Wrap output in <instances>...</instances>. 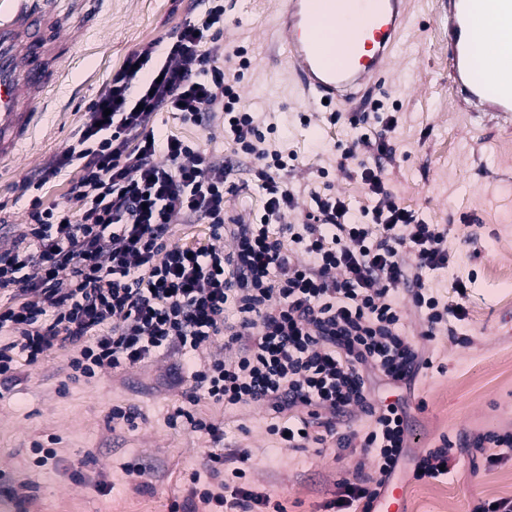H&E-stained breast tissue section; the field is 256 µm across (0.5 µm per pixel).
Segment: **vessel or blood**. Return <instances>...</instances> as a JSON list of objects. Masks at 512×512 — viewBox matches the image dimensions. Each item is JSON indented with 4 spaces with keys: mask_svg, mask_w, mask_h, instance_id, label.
<instances>
[{
    "mask_svg": "<svg viewBox=\"0 0 512 512\" xmlns=\"http://www.w3.org/2000/svg\"><path fill=\"white\" fill-rule=\"evenodd\" d=\"M69 25L44 0H0V163L31 137L56 80ZM295 87L314 112H344L369 95L409 37L407 0H278L264 22ZM512 26V0H448V83L460 111L512 128V51L477 76L469 47L479 27Z\"/></svg>",
    "mask_w": 512,
    "mask_h": 512,
    "instance_id": "b4317fda",
    "label": "vessel or blood"
}]
</instances>
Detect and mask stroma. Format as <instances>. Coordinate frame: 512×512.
I'll list each match as a JSON object with an SVG mask.
<instances>
[{
	"label": "stroma",
	"mask_w": 512,
	"mask_h": 512,
	"mask_svg": "<svg viewBox=\"0 0 512 512\" xmlns=\"http://www.w3.org/2000/svg\"><path fill=\"white\" fill-rule=\"evenodd\" d=\"M48 2L70 19L64 33L69 47L60 60L61 84L48 94L36 132L14 163L0 169V251L12 246L15 230L27 222L33 198L79 212L81 204L70 194L76 171L43 185L41 171L73 143L88 104L133 51L176 35L205 10L203 0ZM273 11L271 0H224V55L218 64L234 82L237 110L253 113L267 127V147L283 157L286 167L274 177L295 197L287 221L303 222L315 193L341 197L357 210L372 207L376 199L359 171L368 153L358 150L347 168L337 164L364 131L357 113H344L334 124L312 116L259 24ZM408 16V46L372 94L397 119L387 134L393 156L385 164V186L401 206L448 229L450 264L427 272L425 287L445 299L456 278L473 279L469 319L460 328L469 343L449 336L423 343L432 368L410 388H374L376 396L405 399L415 456L443 435L512 427V287L490 273L498 245L512 241V154L498 150L500 142L512 141V130L488 126L475 136L474 117L449 111L454 94L440 61L445 0H410ZM154 129L194 142L215 161L230 162L224 220L259 222L267 199L261 165L225 139L222 117L193 125L164 112L155 117ZM25 180L28 190L18 192ZM69 356L68 348L56 349L36 365L21 366L11 384H0V472L9 474L8 489H20V501L34 512H168L171 501L186 498L189 474L204 471V450L212 445L186 423L170 425V416L184 406L221 424L225 456L249 451L254 492L281 502L286 512H318L351 470L348 455L321 453L313 444L280 446L266 432L271 417L263 407L230 415L207 399L186 405L181 387L170 382L174 357L106 370L87 381L73 378ZM124 404L138 408L136 428L113 424V406ZM50 437L57 440L58 463L35 467L32 446ZM133 460L149 465V472L127 473L123 465ZM396 482L404 512H470L478 497L512 495V467L486 471L482 452L469 448L447 482H416L408 465Z\"/></svg>",
	"instance_id": "35a3bbf8"
}]
</instances>
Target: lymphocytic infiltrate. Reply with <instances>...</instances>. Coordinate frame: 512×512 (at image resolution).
<instances>
[{"label": "lymphocytic infiltrate", "instance_id": "1", "mask_svg": "<svg viewBox=\"0 0 512 512\" xmlns=\"http://www.w3.org/2000/svg\"><path fill=\"white\" fill-rule=\"evenodd\" d=\"M223 20L218 0L165 45L132 52L89 106L76 142L43 174L47 183L76 168L70 193L84 208L73 214L34 202L12 249L0 253V294L14 300L0 311V376L12 378L18 362L37 364L58 346L71 347L78 379L177 351L192 382L188 401L204 397L228 410L262 405L287 414V423L269 427L283 447L331 442L349 452L351 475L337 482L323 512H372L404 462L411 433L402 399L375 397L371 379L399 389L430 368L407 313H417L422 337L433 340L467 320L468 285L456 280L450 301L424 286L425 272L450 262L448 232L385 187L380 160L388 153L384 133L396 123L391 115L380 132L358 140L371 157L359 170L378 198L373 207L357 211L317 195L313 223L286 225L294 198L269 178L259 223L225 225L223 168L194 143L153 128L162 111L192 124L220 112L225 136L255 159L282 166L251 113L234 109L238 97L216 64L221 47L211 33ZM160 50L168 60L152 66ZM178 218L211 224L214 244H169ZM278 223L283 231H275ZM226 233L234 241L229 251L218 243ZM405 251L413 263L402 260ZM214 336L223 337V353L192 359ZM356 410L372 419L370 430L354 428ZM177 415L214 446L205 473L189 478L195 507L174 501L169 512H246L254 504L284 512L269 496L215 485L226 472L223 428L186 409ZM463 448L484 450L486 469L503 468L512 462V429L441 438L416 458L414 480L442 482Z\"/></svg>", "mask_w": 512, "mask_h": 512}]
</instances>
